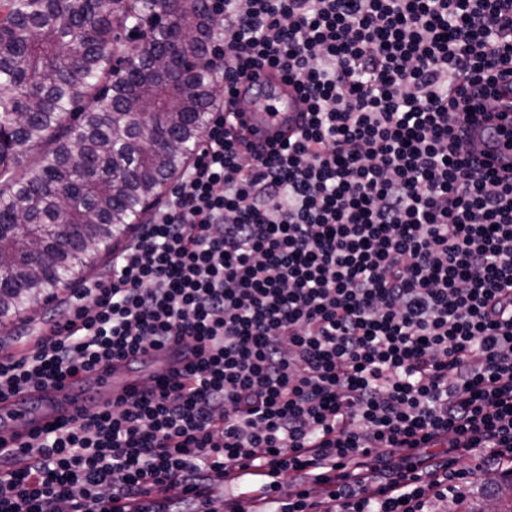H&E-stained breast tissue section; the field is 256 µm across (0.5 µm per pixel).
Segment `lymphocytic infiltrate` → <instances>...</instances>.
Instances as JSON below:
<instances>
[{"label":"lymphocytic infiltrate","instance_id":"lymphocytic-infiltrate-1","mask_svg":"<svg viewBox=\"0 0 512 512\" xmlns=\"http://www.w3.org/2000/svg\"><path fill=\"white\" fill-rule=\"evenodd\" d=\"M225 94L268 67L307 112L240 149L226 104L109 275L0 358V396L117 357L170 384L0 450V512H434L512 477V175L469 149L512 94V0H208ZM296 481L284 485L283 480Z\"/></svg>","mask_w":512,"mask_h":512}]
</instances>
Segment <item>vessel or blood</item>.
I'll use <instances>...</instances> for the list:
<instances>
[{
	"instance_id": "b4317fda",
	"label": "vessel or blood",
	"mask_w": 512,
	"mask_h": 512,
	"mask_svg": "<svg viewBox=\"0 0 512 512\" xmlns=\"http://www.w3.org/2000/svg\"><path fill=\"white\" fill-rule=\"evenodd\" d=\"M231 102L232 121L227 129L243 144L271 146L284 142L296 129L305 104L283 75L273 69L256 70L238 86ZM486 124H472L471 141L483 151L489 165L505 173L512 166V151L485 147ZM184 357L165 347L148 356L140 367L128 360L103 365L91 378L90 391L64 380L42 390L22 391L0 399V445L12 448L51 425L94 410L104 409L137 395L149 385L172 378L185 365Z\"/></svg>"
}]
</instances>
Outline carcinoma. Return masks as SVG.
Returning a JSON list of instances; mask_svg holds the SVG:
<instances>
[{"mask_svg": "<svg viewBox=\"0 0 512 512\" xmlns=\"http://www.w3.org/2000/svg\"><path fill=\"white\" fill-rule=\"evenodd\" d=\"M0 0V319L112 255L200 144L205 0Z\"/></svg>", "mask_w": 512, "mask_h": 512, "instance_id": "cac0c4a2", "label": "carcinoma"}]
</instances>
